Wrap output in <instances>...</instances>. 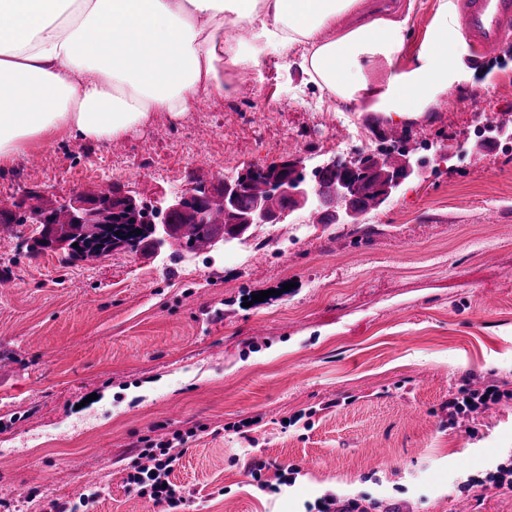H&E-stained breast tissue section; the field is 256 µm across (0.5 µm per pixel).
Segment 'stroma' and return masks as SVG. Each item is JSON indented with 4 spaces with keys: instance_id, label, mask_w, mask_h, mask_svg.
Listing matches in <instances>:
<instances>
[{
    "instance_id": "1",
    "label": "stroma",
    "mask_w": 512,
    "mask_h": 512,
    "mask_svg": "<svg viewBox=\"0 0 512 512\" xmlns=\"http://www.w3.org/2000/svg\"><path fill=\"white\" fill-rule=\"evenodd\" d=\"M440 5L414 0L399 68ZM301 53L243 74L247 93L154 113L117 139L30 143L0 172V203L37 188L63 204L112 184L148 201L288 157L312 167L348 136L372 152L389 122L320 96ZM467 55L458 41V98L403 124L456 155L358 223L320 224L303 207L176 264L127 250L71 264L27 253L40 225L0 224V512L90 492L80 512H158L124 477L137 440L176 432L179 512H305L328 494L512 512V492L490 481L512 466V152L473 134L486 117L512 133V38L481 65ZM465 383L506 397L449 417ZM281 462L299 466L293 485H278Z\"/></svg>"
}]
</instances>
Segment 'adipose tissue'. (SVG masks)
Masks as SVG:
<instances>
[{
  "instance_id": "1",
  "label": "adipose tissue",
  "mask_w": 512,
  "mask_h": 512,
  "mask_svg": "<svg viewBox=\"0 0 512 512\" xmlns=\"http://www.w3.org/2000/svg\"><path fill=\"white\" fill-rule=\"evenodd\" d=\"M359 0H0V171L33 141L119 138L152 113L178 116L202 97L260 72L268 51L304 45L302 69L318 90L398 122L427 111L457 75L447 19L413 64L394 72L406 21L378 18L325 38ZM246 26L251 36H225ZM100 38L88 43L86 30ZM388 68L375 82L369 64Z\"/></svg>"
}]
</instances>
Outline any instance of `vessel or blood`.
I'll list each match as a JSON object with an SVG mask.
<instances>
[{"label": "vessel or blood", "mask_w": 512, "mask_h": 512, "mask_svg": "<svg viewBox=\"0 0 512 512\" xmlns=\"http://www.w3.org/2000/svg\"><path fill=\"white\" fill-rule=\"evenodd\" d=\"M456 4L473 64H480L512 37V0H456Z\"/></svg>", "instance_id": "1"}]
</instances>
